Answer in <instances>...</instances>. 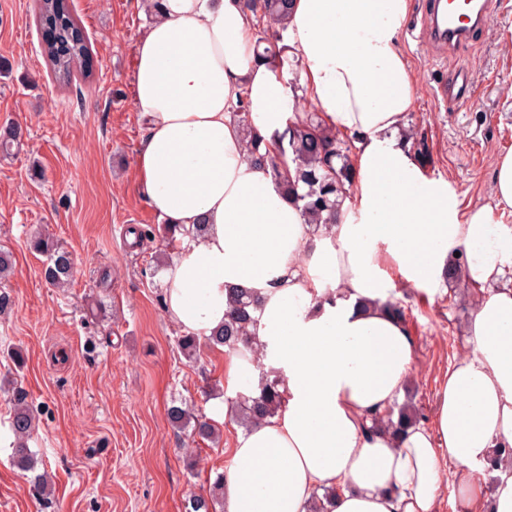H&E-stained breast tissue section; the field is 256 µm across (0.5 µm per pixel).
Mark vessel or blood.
Segmentation results:
<instances>
[{
    "instance_id": "vessel-or-blood-1",
    "label": "vessel or blood",
    "mask_w": 512,
    "mask_h": 512,
    "mask_svg": "<svg viewBox=\"0 0 512 512\" xmlns=\"http://www.w3.org/2000/svg\"><path fill=\"white\" fill-rule=\"evenodd\" d=\"M494 9L493 0H429L422 28L436 49L461 48L488 27ZM470 85L468 70L458 68L448 82L438 85L436 95L445 101L462 98Z\"/></svg>"
}]
</instances>
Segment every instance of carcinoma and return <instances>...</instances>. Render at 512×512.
<instances>
[{"mask_svg":"<svg viewBox=\"0 0 512 512\" xmlns=\"http://www.w3.org/2000/svg\"><path fill=\"white\" fill-rule=\"evenodd\" d=\"M291 3L292 0H244L248 11L261 13V17L268 18L283 30L286 29ZM32 4L39 25L43 28L53 26L60 32L58 43L45 49L44 54L54 76L68 82L82 71V64L89 53L82 28L70 12L67 0H32ZM255 49L257 59L267 64L281 58L284 52V47L278 48L269 40L266 29L256 34ZM244 109V102H239L234 115L246 141L248 157L268 166L275 184L297 203L306 223L318 231L337 223L339 199L351 192L354 183L351 161L354 138L327 126L319 113L306 112L277 134L278 141L287 144V147L280 148L277 154L262 153V137L250 125ZM21 138L22 129L17 125L0 128V152L9 154ZM128 233L138 240L159 235L169 246L178 242L176 228L169 224L157 228L150 225L131 226ZM31 247L46 256L43 268L45 280L56 287L67 284L72 271L70 252L42 234L31 239ZM255 309V300L249 291L233 289L228 298L224 328L206 337L186 333L179 337L178 348L190 359L197 355L203 343L210 347H222L229 356L245 357L254 353L257 343L250 336L249 327L254 322L252 312ZM11 401L13 413L9 428L13 440L10 443V456L20 470L31 471L35 458L28 445L32 429L28 394L14 387ZM230 403V417L248 428L278 415L285 407V397L279 390L278 378L270 372H262L254 389L238 393ZM168 419L174 429H189L191 435L202 441L213 443L220 436L217 424L190 412L187 407L171 406ZM422 419L424 415L414 406L395 403L385 416L375 420V425L392 432L397 438ZM508 463H512V448H496L486 471L492 472ZM223 491L224 475L219 473L209 495L195 496L190 500V512H220L224 502ZM335 496V489L322 488V493L315 494L310 512H329L328 506Z\"/></svg>","mask_w":512,"mask_h":512,"instance_id":"obj_1","label":"carcinoma"}]
</instances>
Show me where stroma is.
<instances>
[{"label":"stroma","instance_id":"35a3bbf8","mask_svg":"<svg viewBox=\"0 0 512 512\" xmlns=\"http://www.w3.org/2000/svg\"><path fill=\"white\" fill-rule=\"evenodd\" d=\"M495 11L473 44L441 55L420 37L401 35L413 76L406 123L424 135L430 176L447 181L459 214L492 204L498 157L512 150V0ZM32 0H0V127L21 126L23 146L0 156V249L14 276L0 282L11 303L0 311V512H188L231 465L238 425L225 413L237 388L224 376L223 348L185 358L183 330L165 312L163 274L152 256L159 240L136 243L128 227L158 224L136 174L142 122L132 96L135 44L147 25L137 0H68L90 62L65 88L42 54ZM465 65L474 91L438 102L437 83ZM41 233L75 260L65 289L43 277L45 258L30 248ZM466 280L436 293L398 286L414 339L410 396L431 415L448 366L467 346L474 313ZM21 351L23 363L10 358ZM28 394L36 468L47 471L51 500L8 447V388ZM187 403L221 429L219 443L175 431L169 407ZM198 464L188 470L187 449Z\"/></svg>","mask_w":512,"mask_h":512}]
</instances>
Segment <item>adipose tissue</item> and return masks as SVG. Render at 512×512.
Returning <instances> with one entry per match:
<instances>
[{
	"instance_id": "ef3b65f1",
	"label": "adipose tissue",
	"mask_w": 512,
	"mask_h": 512,
	"mask_svg": "<svg viewBox=\"0 0 512 512\" xmlns=\"http://www.w3.org/2000/svg\"><path fill=\"white\" fill-rule=\"evenodd\" d=\"M409 10L410 0L292 5L286 33L306 97L356 147L353 189L319 238L248 159L232 116L244 101L267 140L296 118L290 86L256 57L240 0H164L136 43L138 180L181 238L166 313L208 336L224 324L229 289L250 291L260 354L230 357L224 374L246 387L264 366L286 396L279 415L238 433L227 512H307L323 486L336 489L332 512H438L444 477L454 512H512V475L489 495L475 477L512 446V226L493 219L512 211V151L497 162L493 205L460 217L447 182L399 137L414 107L399 45ZM458 253L480 290L467 349L448 366L431 427L392 438L371 424L403 392L414 343L383 303L400 281L439 290Z\"/></svg>"
}]
</instances>
